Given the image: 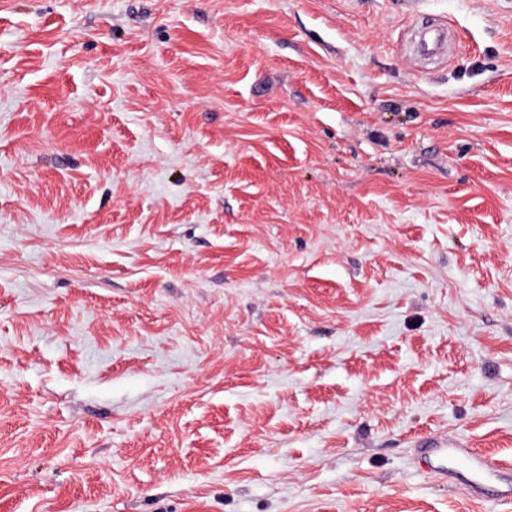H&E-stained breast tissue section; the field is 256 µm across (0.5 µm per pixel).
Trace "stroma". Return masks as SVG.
<instances>
[{
	"instance_id": "obj_1",
	"label": "stroma",
	"mask_w": 512,
	"mask_h": 512,
	"mask_svg": "<svg viewBox=\"0 0 512 512\" xmlns=\"http://www.w3.org/2000/svg\"><path fill=\"white\" fill-rule=\"evenodd\" d=\"M0 0V512H512V0ZM430 463V472L441 482L459 487L467 495L480 500L487 489L486 481L496 483V496L502 502L512 501V464L490 454L468 448V444L447 435H433L418 444Z\"/></svg>"
}]
</instances>
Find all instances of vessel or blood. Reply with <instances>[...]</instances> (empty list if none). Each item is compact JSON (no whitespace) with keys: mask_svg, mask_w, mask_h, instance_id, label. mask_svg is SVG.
Here are the masks:
<instances>
[{"mask_svg":"<svg viewBox=\"0 0 512 512\" xmlns=\"http://www.w3.org/2000/svg\"><path fill=\"white\" fill-rule=\"evenodd\" d=\"M431 473L441 482L459 487L474 499H482L487 480L496 483V496L512 501V464L468 447L467 443L445 435H433L420 441Z\"/></svg>","mask_w":512,"mask_h":512,"instance_id":"1","label":"vessel or blood"}]
</instances>
